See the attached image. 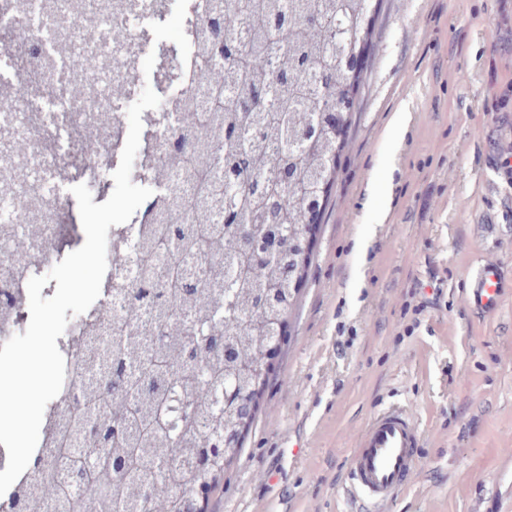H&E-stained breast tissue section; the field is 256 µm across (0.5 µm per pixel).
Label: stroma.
Returning <instances> with one entry per match:
<instances>
[{"label": "stroma", "mask_w": 512, "mask_h": 512, "mask_svg": "<svg viewBox=\"0 0 512 512\" xmlns=\"http://www.w3.org/2000/svg\"><path fill=\"white\" fill-rule=\"evenodd\" d=\"M190 14L171 0L154 23L181 62L159 96L182 87L190 40L173 33ZM373 42L276 378L208 512H365L347 460L391 403L424 442L389 512H512V288L490 314L466 302L480 261L512 279V0H381Z\"/></svg>", "instance_id": "obj_1"}]
</instances>
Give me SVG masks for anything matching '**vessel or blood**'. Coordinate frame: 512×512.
I'll return each instance as SVG.
<instances>
[{
  "instance_id": "b4317fda",
  "label": "vessel or blood",
  "mask_w": 512,
  "mask_h": 512,
  "mask_svg": "<svg viewBox=\"0 0 512 512\" xmlns=\"http://www.w3.org/2000/svg\"><path fill=\"white\" fill-rule=\"evenodd\" d=\"M470 281L468 304L479 311L495 310L505 281L502 267L493 261L479 263ZM422 443V430L409 409L378 410L356 435L345 493L371 512H383L412 485Z\"/></svg>"
}]
</instances>
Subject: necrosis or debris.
<instances>
[{
    "mask_svg": "<svg viewBox=\"0 0 512 512\" xmlns=\"http://www.w3.org/2000/svg\"><path fill=\"white\" fill-rule=\"evenodd\" d=\"M36 6V0H0V57L8 61L0 69V84L8 88L7 98L0 100V183H12L0 194V302L12 300L14 308L9 317H0V344L29 323L28 280L48 273L83 243V227L62 185L90 175L94 198L109 191L102 175L110 159L120 157L128 134L127 115L111 86L138 83V66L147 54H154L159 67L170 56L150 33L154 12L118 14L112 0H47L40 15ZM118 24L129 38L118 45L108 68L100 48L111 42L110 31ZM62 44L80 48L86 67H70L57 53ZM74 83L84 86L83 97L71 96ZM42 100L54 104V111H41ZM177 106V99L166 97L157 111L143 113L133 183L151 181L165 143L181 138ZM89 134L97 142L92 152L84 147ZM126 232L123 224L110 227L101 294L65 331L60 351L68 386L86 377L76 362L78 336L87 326L125 314L123 295L114 285L130 283L137 272L135 255L123 249Z\"/></svg>",
    "mask_w": 512,
    "mask_h": 512,
    "instance_id": "1",
    "label": "necrosis or debris"
}]
</instances>
